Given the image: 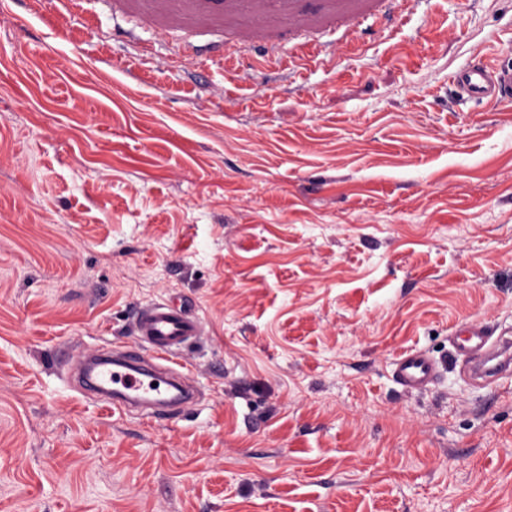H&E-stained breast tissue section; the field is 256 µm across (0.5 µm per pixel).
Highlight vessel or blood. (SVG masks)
I'll list each match as a JSON object with an SVG mask.
<instances>
[{"label": "vessel or blood", "instance_id": "b4317fda", "mask_svg": "<svg viewBox=\"0 0 512 512\" xmlns=\"http://www.w3.org/2000/svg\"><path fill=\"white\" fill-rule=\"evenodd\" d=\"M401 0H369L360 6L357 0H323L322 19H336L343 33H356L364 15L388 21L400 8ZM151 17L171 18L185 11L201 18H220L225 11L249 13L272 22L294 16L299 0H141ZM292 51L320 62L336 53L332 41H320L297 35ZM188 60L199 66L227 61L223 40H211L195 46ZM453 81L462 99L501 102L512 101V67H494L482 57H473L457 70ZM136 343L96 355L83 377L85 387L101 391V379L112 383L106 399L112 409L124 410L137 405L147 410V417L160 421L178 413L193 401L195 391L176 355L191 338L203 331L201 319L192 312L167 303H151L136 308L132 315ZM453 346L471 369L472 378L492 384L512 375V361L501 359L502 350L512 347V339L491 336L480 324L468 322L453 333ZM439 375L438 364L425 352L408 350L394 362V376L407 389L428 388ZM103 391V390H102Z\"/></svg>", "mask_w": 512, "mask_h": 512}]
</instances>
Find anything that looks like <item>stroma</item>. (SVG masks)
Instances as JSON below:
<instances>
[{"mask_svg":"<svg viewBox=\"0 0 512 512\" xmlns=\"http://www.w3.org/2000/svg\"><path fill=\"white\" fill-rule=\"evenodd\" d=\"M85 9L0 12V512H512V379L473 385L451 345L512 328V103L451 81L512 64V0L224 70ZM153 302L204 326L166 424L56 366L132 343ZM410 348L427 389L393 378ZM438 375L437 362L423 351H405L394 361L396 381L406 389L424 390Z\"/></svg>","mask_w":512,"mask_h":512,"instance_id":"stroma-1","label":"stroma"}]
</instances>
